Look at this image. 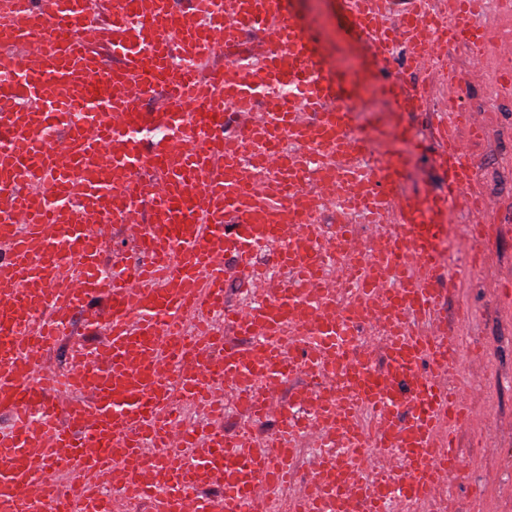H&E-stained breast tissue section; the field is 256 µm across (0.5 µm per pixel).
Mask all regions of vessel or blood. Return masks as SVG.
Masks as SVG:
<instances>
[{
	"instance_id": "obj_1",
	"label": "vessel or blood",
	"mask_w": 512,
	"mask_h": 512,
	"mask_svg": "<svg viewBox=\"0 0 512 512\" xmlns=\"http://www.w3.org/2000/svg\"><path fill=\"white\" fill-rule=\"evenodd\" d=\"M485 3L456 0L452 15L427 17L416 0L400 10L345 0L375 63L351 78L320 58L285 0H236L229 23L224 0L184 11L173 0H55L49 11L0 0V512H251L257 497L285 490L287 512L438 504L462 474L457 431L477 413L451 379L483 356L461 361L458 337L418 326L441 318L453 202L468 196L475 213L492 202L468 193L466 139L439 133L447 192L417 198L403 190L402 159L374 158L371 146L404 136L392 116L428 105L381 80L394 48H408V67L429 83L452 45L476 67L492 50L512 57V38L493 40L479 22ZM228 25L271 30L260 61L215 64ZM129 85L135 95L123 94ZM160 87L163 107L142 111ZM365 98L385 111L356 132L343 104ZM448 110L469 137L483 136L476 112ZM314 174L339 215H390L401 231L371 252L355 225L287 212ZM142 209L147 223H126ZM285 223L300 232L271 249ZM113 224L133 252L107 267ZM467 232L471 263L487 267L486 225ZM230 276L268 293L228 304ZM99 297L102 335L88 345L72 322ZM63 338L73 352L60 367L49 351ZM214 349L211 380L175 372ZM287 382L288 400H274L271 386ZM223 384L251 423L280 422L243 459L239 430L207 423L224 416ZM366 411L373 426L359 422ZM310 436L316 450L304 460ZM301 460L317 491L293 483Z\"/></svg>"
}]
</instances>
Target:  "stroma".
Returning a JSON list of instances; mask_svg holds the SVG:
<instances>
[{
  "instance_id": "35a3bbf8",
  "label": "stroma",
  "mask_w": 512,
  "mask_h": 512,
  "mask_svg": "<svg viewBox=\"0 0 512 512\" xmlns=\"http://www.w3.org/2000/svg\"><path fill=\"white\" fill-rule=\"evenodd\" d=\"M341 9L342 0H288L287 15L332 44L343 38L336 23ZM448 58L460 72V82L431 87L434 110L403 112L397 117L400 125L418 133L417 149L409 150L401 141L389 142L388 147L409 159L406 191H435L444 186L432 159L436 127L442 121L438 105L453 97L465 107L480 110L484 117L485 133L470 143L469 151L477 171L475 191L495 202L494 211L483 221L490 226L497 260L490 269H461L460 258L468 247L466 226L476 217L464 203H457L454 222L448 228V260L460 275L445 295V328L487 354L483 363L471 366L468 378L475 386L474 403L485 407L486 412L460 429L467 473L454 482L445 509L512 512V311L498 307L492 293L498 278L512 275V94L498 92L495 87L494 56L486 57V74L481 78L472 75L466 48L450 47Z\"/></svg>"
}]
</instances>
